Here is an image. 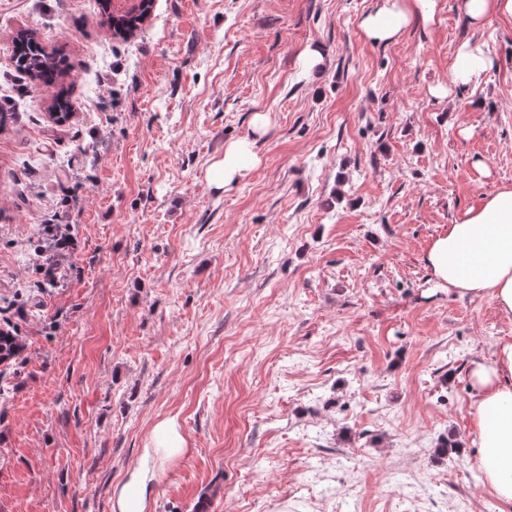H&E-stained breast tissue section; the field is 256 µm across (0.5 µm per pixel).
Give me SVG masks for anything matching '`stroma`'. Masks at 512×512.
I'll use <instances>...</instances> for the list:
<instances>
[{"label": "stroma", "mask_w": 512, "mask_h": 512, "mask_svg": "<svg viewBox=\"0 0 512 512\" xmlns=\"http://www.w3.org/2000/svg\"><path fill=\"white\" fill-rule=\"evenodd\" d=\"M377 2L155 0L122 41L96 0H0V327L26 342L0 365V512H115L144 464L147 512H512L470 381L512 317L425 262L512 188V17L437 0L377 44ZM21 29L67 54L68 123L16 72ZM467 44L492 67L450 84ZM258 113L256 166L215 189ZM48 224L77 240L54 286ZM180 436L175 425L170 421L159 422L154 430V445L156 452L171 455L181 451Z\"/></svg>", "instance_id": "obj_1"}]
</instances>
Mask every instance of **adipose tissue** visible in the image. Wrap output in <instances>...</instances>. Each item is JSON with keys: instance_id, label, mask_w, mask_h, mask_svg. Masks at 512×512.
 Listing matches in <instances>:
<instances>
[{"instance_id": "ef3b65f1", "label": "adipose tissue", "mask_w": 512, "mask_h": 512, "mask_svg": "<svg viewBox=\"0 0 512 512\" xmlns=\"http://www.w3.org/2000/svg\"><path fill=\"white\" fill-rule=\"evenodd\" d=\"M436 0H379L362 22L375 43L396 39L414 17L434 20ZM251 141L224 148L210 168L209 183L225 188L242 176L255 155ZM427 264L438 284L459 294L489 297L505 316H512V189L485 195L457 223L432 243ZM473 417L479 464L494 494L512 502V341L501 342L491 362L471 370Z\"/></svg>"}]
</instances>
